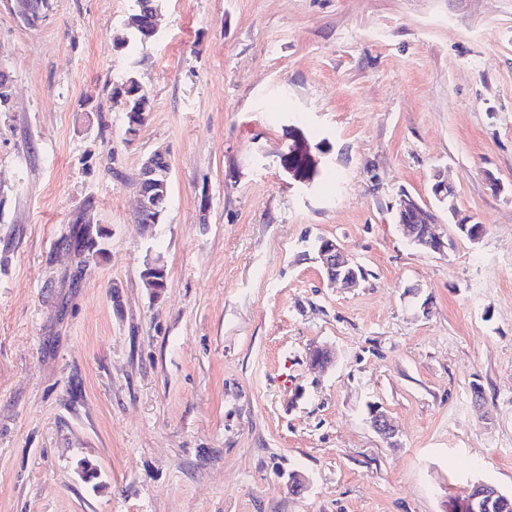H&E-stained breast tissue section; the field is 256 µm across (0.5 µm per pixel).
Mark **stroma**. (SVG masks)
Masks as SVG:
<instances>
[{"label": "stroma", "mask_w": 512, "mask_h": 512, "mask_svg": "<svg viewBox=\"0 0 512 512\" xmlns=\"http://www.w3.org/2000/svg\"><path fill=\"white\" fill-rule=\"evenodd\" d=\"M132 5L50 0L29 26L0 0V512L511 496L512 0H164L144 60L115 43ZM131 73L152 100L132 141L112 98ZM298 129L326 149L310 186L280 165ZM159 147L169 205L142 224ZM403 191L449 250L403 237ZM89 224L100 247L75 238ZM322 238L358 288L328 286ZM319 345L332 365L311 366ZM168 158L167 153L163 149L154 150L146 160L140 173V180H144L148 185L151 186H162L164 188V181L170 180L171 166L158 167V158ZM323 239L316 244L318 250ZM318 261L327 278L328 284L332 287L356 288L359 285L360 278L365 277V271L361 266L352 262L346 255L344 248L337 241L326 239L318 251ZM360 274V277H359ZM501 497L500 491L489 484H475L466 494L465 500L461 503V511L476 512L484 505L488 507L493 501Z\"/></svg>", "instance_id": "35a3bbf8"}]
</instances>
